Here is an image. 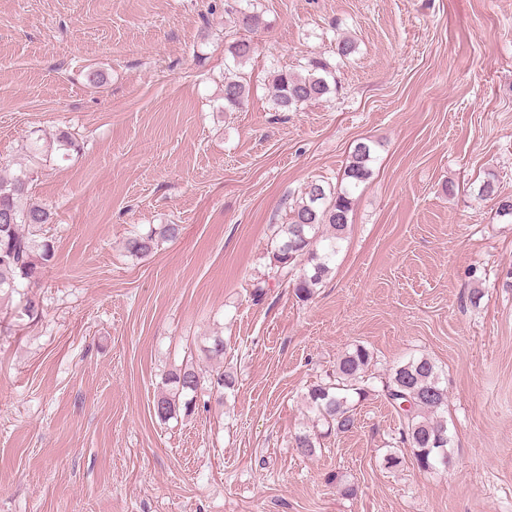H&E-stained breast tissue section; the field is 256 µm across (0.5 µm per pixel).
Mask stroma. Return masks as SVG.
<instances>
[{"label": "stroma", "instance_id": "35a3bbf8", "mask_svg": "<svg viewBox=\"0 0 512 512\" xmlns=\"http://www.w3.org/2000/svg\"><path fill=\"white\" fill-rule=\"evenodd\" d=\"M255 4L249 33L224 0H0V170L33 131L78 143L31 181L53 213L42 314L0 318V512H512V219L479 196L490 178L512 195V0ZM245 35L250 96L223 112L227 42ZM315 56L336 94L273 111L274 71ZM363 139L372 175L300 302L267 276L273 231ZM157 224L179 238L128 256ZM214 335L234 392L158 422L163 377L209 369ZM356 344L375 357L356 428L299 455L303 393ZM420 354L448 387L452 463L431 473L383 463L403 446L381 380Z\"/></svg>", "mask_w": 512, "mask_h": 512}]
</instances>
